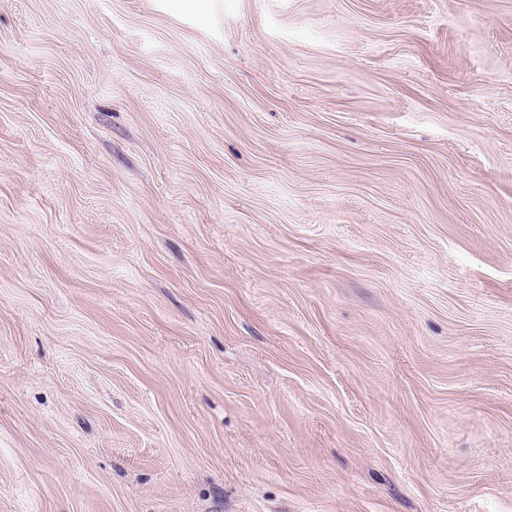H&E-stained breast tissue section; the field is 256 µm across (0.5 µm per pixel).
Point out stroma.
Instances as JSON below:
<instances>
[{
    "mask_svg": "<svg viewBox=\"0 0 512 512\" xmlns=\"http://www.w3.org/2000/svg\"><path fill=\"white\" fill-rule=\"evenodd\" d=\"M0 512H512V0H0Z\"/></svg>",
    "mask_w": 512,
    "mask_h": 512,
    "instance_id": "1",
    "label": "stroma"
}]
</instances>
